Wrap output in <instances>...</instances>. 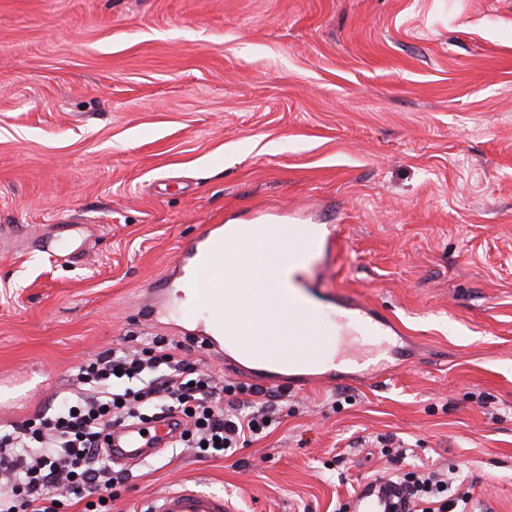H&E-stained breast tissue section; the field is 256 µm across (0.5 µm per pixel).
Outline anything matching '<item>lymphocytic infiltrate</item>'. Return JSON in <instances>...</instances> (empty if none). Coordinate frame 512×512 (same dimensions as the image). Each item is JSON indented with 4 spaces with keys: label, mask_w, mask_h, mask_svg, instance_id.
<instances>
[{
    "label": "lymphocytic infiltrate",
    "mask_w": 512,
    "mask_h": 512,
    "mask_svg": "<svg viewBox=\"0 0 512 512\" xmlns=\"http://www.w3.org/2000/svg\"><path fill=\"white\" fill-rule=\"evenodd\" d=\"M179 343L152 339L112 349L75 368L71 397L0 429V512H59V490L91 493L85 512H111L109 491L124 480L113 470L103 432L113 423L149 424L158 412L181 415L179 447L226 456L264 433L282 396L248 383H226L197 368ZM460 476L441 469L404 475L410 512H461L467 496L449 498Z\"/></svg>",
    "instance_id": "obj_1"
}]
</instances>
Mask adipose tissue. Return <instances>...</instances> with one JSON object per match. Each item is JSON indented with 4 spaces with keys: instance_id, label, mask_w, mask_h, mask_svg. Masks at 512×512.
<instances>
[{
    "instance_id": "adipose-tissue-1",
    "label": "adipose tissue",
    "mask_w": 512,
    "mask_h": 512,
    "mask_svg": "<svg viewBox=\"0 0 512 512\" xmlns=\"http://www.w3.org/2000/svg\"><path fill=\"white\" fill-rule=\"evenodd\" d=\"M253 240L239 243L240 262L244 273L239 281L235 310L249 311L250 327L239 340L252 349H263L269 340V320L275 304L284 296L282 287H271L272 278L282 282L293 279L298 268L288 265L281 252L271 250V242L280 240V230L260 226Z\"/></svg>"
}]
</instances>
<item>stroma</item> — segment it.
<instances>
[{"label":"stroma","mask_w":512,"mask_h":512,"mask_svg":"<svg viewBox=\"0 0 512 512\" xmlns=\"http://www.w3.org/2000/svg\"><path fill=\"white\" fill-rule=\"evenodd\" d=\"M85 224V253L39 252ZM228 224H338L301 272L395 324L231 457L123 466L239 512H340L457 469L512 512V0H0V427L133 338L208 333L177 257ZM408 450L393 461L395 446ZM408 508L405 490L390 477L385 476L362 482L349 498L346 511L406 512Z\"/></svg>","instance_id":"35a3bbf8"}]
</instances>
